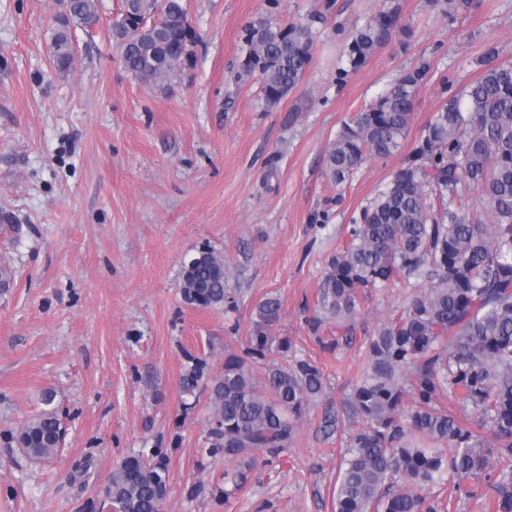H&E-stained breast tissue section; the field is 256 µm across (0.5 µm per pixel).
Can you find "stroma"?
Segmentation results:
<instances>
[{"label":"stroma","mask_w":512,"mask_h":512,"mask_svg":"<svg viewBox=\"0 0 512 512\" xmlns=\"http://www.w3.org/2000/svg\"><path fill=\"white\" fill-rule=\"evenodd\" d=\"M182 3L200 36L194 63L145 84L113 45L120 0H101L98 24L77 30L63 72L52 56L59 0H0V266L13 275L0 291V512H111L103 488L115 465L155 448L169 468L160 512H334L368 339L413 288L367 290L339 327L319 307L327 261L433 114L479 77L486 46L512 61V0H470L451 18L428 0ZM392 10L408 41L351 68L354 27ZM260 17L311 24L315 36L310 67L275 107L258 77L235 78L244 28ZM424 60L397 155L332 183L325 154L343 122ZM202 249L223 256L234 309L184 302L182 264ZM269 294L282 304L277 336L316 360L325 389L272 462L210 454V392L184 395L180 378L195 358L206 379L220 376ZM48 389L64 441L33 461L13 435ZM85 459L88 475L74 478ZM505 478L507 460L475 496L448 480L437 512H500Z\"/></svg>","instance_id":"stroma-1"}]
</instances>
